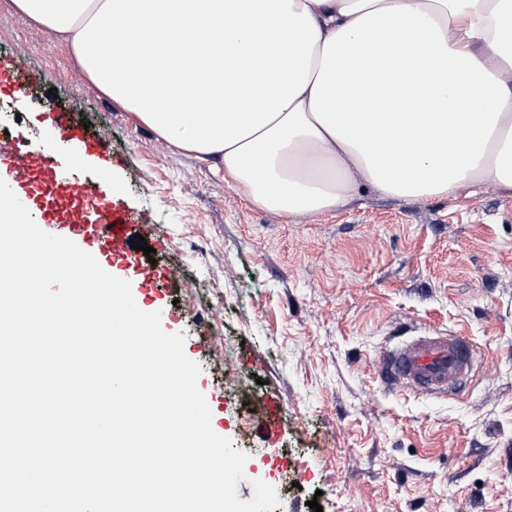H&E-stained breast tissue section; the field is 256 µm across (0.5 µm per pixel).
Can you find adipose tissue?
<instances>
[{
	"mask_svg": "<svg viewBox=\"0 0 512 512\" xmlns=\"http://www.w3.org/2000/svg\"><path fill=\"white\" fill-rule=\"evenodd\" d=\"M13 3L258 208L321 215L363 183L402 201L512 192V0Z\"/></svg>",
	"mask_w": 512,
	"mask_h": 512,
	"instance_id": "obj_1",
	"label": "adipose tissue"
}]
</instances>
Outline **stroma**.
I'll list each match as a JSON object with an SVG mask.
<instances>
[{"label":"stroma","mask_w":512,"mask_h":512,"mask_svg":"<svg viewBox=\"0 0 512 512\" xmlns=\"http://www.w3.org/2000/svg\"><path fill=\"white\" fill-rule=\"evenodd\" d=\"M0 52L40 78L0 94L36 145L56 105L112 149V184L149 224L170 280L154 302L200 364L216 434L248 459L238 497L273 486L274 512H512V193L463 187L402 202L361 186L343 209L291 219L172 150L106 97L53 31L0 0ZM428 328L471 337L461 395L387 386L381 351ZM281 420L260 434L267 401Z\"/></svg>","instance_id":"35a3bbf8"}]
</instances>
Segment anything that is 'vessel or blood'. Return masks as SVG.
<instances>
[{
	"mask_svg": "<svg viewBox=\"0 0 512 512\" xmlns=\"http://www.w3.org/2000/svg\"><path fill=\"white\" fill-rule=\"evenodd\" d=\"M25 96L27 80L18 78L10 55H0V86ZM39 121L53 129L57 147L38 148L24 134L0 142V160L9 159V184L29 213L45 225H55L62 237L83 242L95 259L135 274L144 287L160 284L166 275L145 265L135 250L137 236L150 228L113 193L107 173L84 176L76 161L91 155L110 156L109 146L91 137L72 113L50 110ZM476 350L465 337L429 331L381 353V372L393 384L423 396H445L459 389L476 372Z\"/></svg>",
	"mask_w": 512,
	"mask_h": 512,
	"instance_id": "1",
	"label": "vessel or blood"
}]
</instances>
